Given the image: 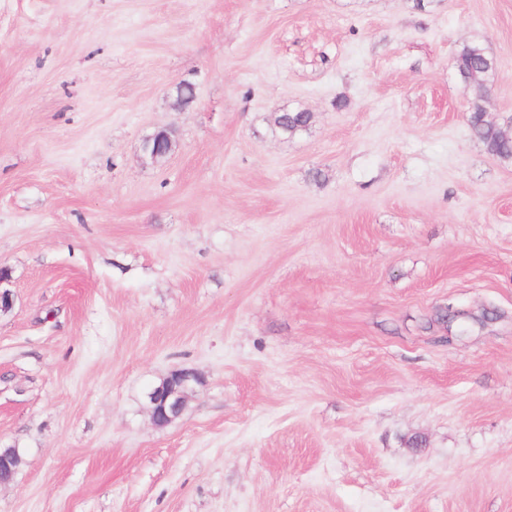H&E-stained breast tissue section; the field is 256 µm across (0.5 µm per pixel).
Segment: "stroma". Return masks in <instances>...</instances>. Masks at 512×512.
Instances as JSON below:
<instances>
[{"label":"stroma","instance_id":"obj_1","mask_svg":"<svg viewBox=\"0 0 512 512\" xmlns=\"http://www.w3.org/2000/svg\"><path fill=\"white\" fill-rule=\"evenodd\" d=\"M469 41L506 125L512 0H0V512H512V160ZM455 68L465 87H476L480 92L472 102L470 129L486 150L499 158H512V140L496 126L485 120L483 105L489 92L488 83L495 71V62L478 43H465L455 54ZM312 115L306 110H288L281 112L274 120L282 134L293 136L307 130L311 124ZM200 378L192 370L172 371L161 385L153 386L146 394L152 419L158 426H165L178 418L185 408V400Z\"/></svg>","mask_w":512,"mask_h":512}]
</instances>
